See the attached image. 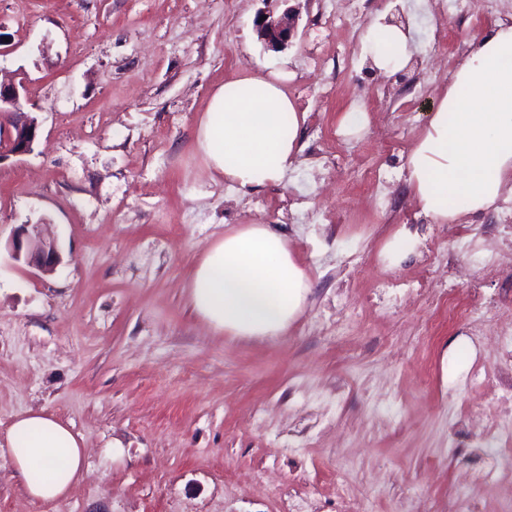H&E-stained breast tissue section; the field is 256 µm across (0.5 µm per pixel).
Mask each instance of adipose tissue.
Wrapping results in <instances>:
<instances>
[{
	"label": "adipose tissue",
	"instance_id": "adipose-tissue-1",
	"mask_svg": "<svg viewBox=\"0 0 512 512\" xmlns=\"http://www.w3.org/2000/svg\"><path fill=\"white\" fill-rule=\"evenodd\" d=\"M364 41L380 72L401 71L412 59L410 25L376 23ZM284 80L254 73L229 80L199 120L208 167L240 189L282 182L294 165L305 117ZM407 181L419 213L437 224L487 211L512 182V24H498L461 62L409 154ZM308 289L286 237L266 224H240L204 252L189 301L216 332L273 338L299 314ZM7 443L34 499L61 498L82 476V435L45 410L19 416Z\"/></svg>",
	"mask_w": 512,
	"mask_h": 512
}]
</instances>
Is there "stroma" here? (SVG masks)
Listing matches in <instances>:
<instances>
[{
    "label": "stroma",
    "instance_id": "stroma-1",
    "mask_svg": "<svg viewBox=\"0 0 512 512\" xmlns=\"http://www.w3.org/2000/svg\"><path fill=\"white\" fill-rule=\"evenodd\" d=\"M409 2H355L362 31L385 12L412 19L414 57L387 77L361 39L316 22L337 0H0V82L24 83L39 123L33 152L0 163V445L42 409L87 452L55 501L29 498L1 455L0 512H461V482L475 512H512V420L495 404L512 356L448 315L449 298L512 289V264L483 266L512 254V226H492L494 207L432 224L410 204L388 221L362 181L375 171L407 197L457 45L504 17ZM263 8L299 14L281 50L254 32ZM277 69L306 114L301 151L282 182L245 195L213 176L196 127L225 81ZM313 139L324 160L306 157ZM254 221L287 237L309 278L274 339L213 332L187 293L206 248ZM24 224L56 240L54 273L12 259ZM403 229L420 251L394 266L384 248Z\"/></svg>",
    "mask_w": 512,
    "mask_h": 512
}]
</instances>
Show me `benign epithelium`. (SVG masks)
<instances>
[{
    "label": "benign epithelium",
    "instance_id": "7a95c632",
    "mask_svg": "<svg viewBox=\"0 0 512 512\" xmlns=\"http://www.w3.org/2000/svg\"><path fill=\"white\" fill-rule=\"evenodd\" d=\"M264 20H255L258 40L267 48L276 50L287 45L295 36L298 14L287 11L276 17L268 10L258 13ZM25 86L20 83L0 84V126L4 130L5 145L0 148V162L11 157L33 151L38 136L37 118L25 111ZM12 256L43 273L56 270L62 258L57 245L45 239L27 241L21 237L12 240Z\"/></svg>",
    "mask_w": 512,
    "mask_h": 512
}]
</instances>
